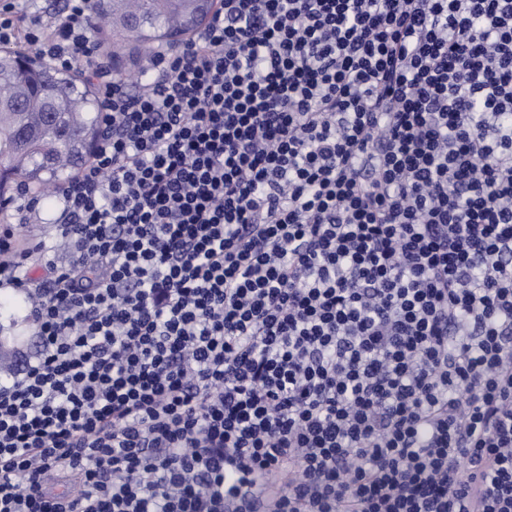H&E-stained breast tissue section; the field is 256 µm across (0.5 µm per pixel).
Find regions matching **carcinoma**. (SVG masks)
<instances>
[{
  "instance_id": "1",
  "label": "carcinoma",
  "mask_w": 512,
  "mask_h": 512,
  "mask_svg": "<svg viewBox=\"0 0 512 512\" xmlns=\"http://www.w3.org/2000/svg\"><path fill=\"white\" fill-rule=\"evenodd\" d=\"M212 0H96V24L112 32V56L126 50L136 64L156 48L197 31ZM46 66L35 51L0 52V195L13 183L32 184L47 199L91 153L99 136L97 97L90 81ZM0 327V373L14 369Z\"/></svg>"
}]
</instances>
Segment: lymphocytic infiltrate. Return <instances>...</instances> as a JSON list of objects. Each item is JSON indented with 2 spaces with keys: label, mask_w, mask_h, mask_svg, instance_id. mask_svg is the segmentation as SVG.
Wrapping results in <instances>:
<instances>
[{
  "label": "lymphocytic infiltrate",
  "mask_w": 512,
  "mask_h": 512,
  "mask_svg": "<svg viewBox=\"0 0 512 512\" xmlns=\"http://www.w3.org/2000/svg\"><path fill=\"white\" fill-rule=\"evenodd\" d=\"M218 3L132 89L0 0L104 89L74 260L0 239V512H512V0Z\"/></svg>",
  "instance_id": "f902f5d3"
}]
</instances>
